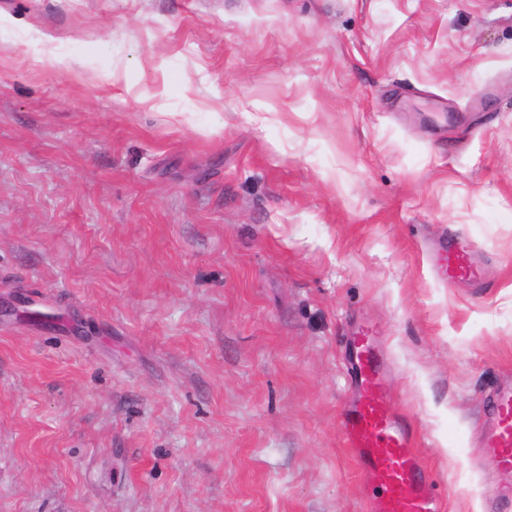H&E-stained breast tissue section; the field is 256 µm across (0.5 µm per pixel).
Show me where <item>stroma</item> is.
<instances>
[{
    "label": "stroma",
    "instance_id": "35a3bbf8",
    "mask_svg": "<svg viewBox=\"0 0 512 512\" xmlns=\"http://www.w3.org/2000/svg\"><path fill=\"white\" fill-rule=\"evenodd\" d=\"M362 323L446 512H512V0H0V512H369ZM436 267L439 277L450 282L478 281L479 270L474 247L458 240L443 241L437 252ZM487 432L482 447L503 470H512V386H505L487 400Z\"/></svg>",
    "mask_w": 512,
    "mask_h": 512
}]
</instances>
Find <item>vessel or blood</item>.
<instances>
[{
  "label": "vessel or blood",
  "mask_w": 512,
  "mask_h": 512,
  "mask_svg": "<svg viewBox=\"0 0 512 512\" xmlns=\"http://www.w3.org/2000/svg\"><path fill=\"white\" fill-rule=\"evenodd\" d=\"M436 267L448 282L479 278L476 251L462 241L442 242ZM351 345L354 356L346 366L351 396L340 422L362 477L374 492L371 512H443L434 482L413 449L410 428L391 407L382 380L383 357L371 329L360 328ZM486 406L482 445L501 469L512 470V386L493 393Z\"/></svg>",
  "instance_id": "vessel-or-blood-1"
}]
</instances>
